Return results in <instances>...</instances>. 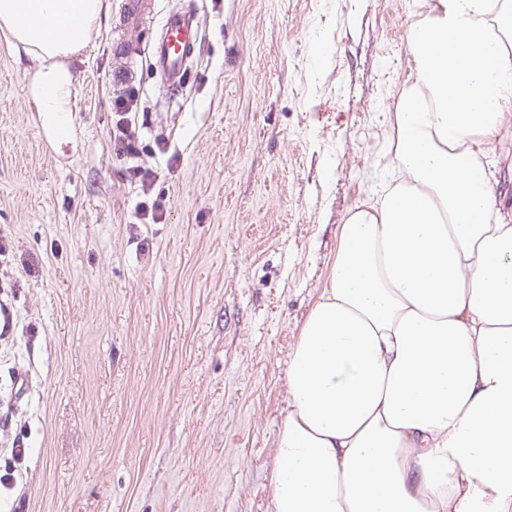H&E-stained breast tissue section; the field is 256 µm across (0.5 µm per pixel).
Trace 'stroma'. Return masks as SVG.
<instances>
[{"mask_svg":"<svg viewBox=\"0 0 512 512\" xmlns=\"http://www.w3.org/2000/svg\"><path fill=\"white\" fill-rule=\"evenodd\" d=\"M68 57L74 148L0 34V512H267L287 370L340 230L388 165L424 0H122ZM202 16L182 95L150 48ZM142 45L131 81L117 46ZM137 116V165L112 137ZM512 207V122L488 150ZM155 207L159 222L141 205ZM153 0H124L120 11V21L134 24L141 16L154 8Z\"/></svg>","mask_w":512,"mask_h":512,"instance_id":"stroma-1","label":"stroma"}]
</instances>
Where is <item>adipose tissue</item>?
Returning a JSON list of instances; mask_svg holds the SVG:
<instances>
[{
	"label": "adipose tissue",
	"instance_id": "adipose-tissue-1",
	"mask_svg": "<svg viewBox=\"0 0 512 512\" xmlns=\"http://www.w3.org/2000/svg\"><path fill=\"white\" fill-rule=\"evenodd\" d=\"M102 0H0L70 144L66 59ZM408 48L389 165L343 224L288 360L268 512H512V219L487 146L512 109V0H433Z\"/></svg>",
	"mask_w": 512,
	"mask_h": 512
}]
</instances>
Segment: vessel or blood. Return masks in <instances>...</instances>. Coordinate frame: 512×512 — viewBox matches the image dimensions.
Masks as SVG:
<instances>
[{
  "mask_svg": "<svg viewBox=\"0 0 512 512\" xmlns=\"http://www.w3.org/2000/svg\"><path fill=\"white\" fill-rule=\"evenodd\" d=\"M200 27L201 16L195 10L167 18L153 45V66L170 91L178 92L183 87Z\"/></svg>",
  "mask_w": 512,
  "mask_h": 512,
  "instance_id": "obj_1",
  "label": "vessel or blood"
}]
</instances>
